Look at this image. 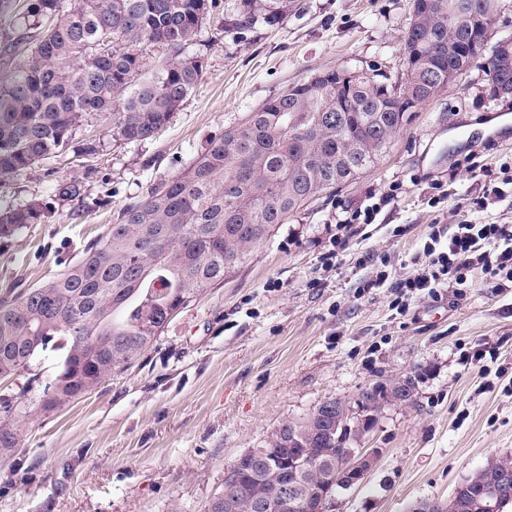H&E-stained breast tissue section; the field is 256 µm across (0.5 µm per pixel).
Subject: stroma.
Returning a JSON list of instances; mask_svg holds the SVG:
<instances>
[{"mask_svg":"<svg viewBox=\"0 0 512 512\" xmlns=\"http://www.w3.org/2000/svg\"><path fill=\"white\" fill-rule=\"evenodd\" d=\"M283 24L235 40L207 23V67L182 108L150 138L113 140L111 115L77 132L72 149L0 179V206L46 203L51 216L0 240V294L62 270L148 185L178 174L215 137L289 84L318 71L403 70L411 0H297ZM512 95L488 93L484 62L418 108L386 156L323 194L223 283L175 313L121 373L51 410L43 384L57 353L20 372L0 394L28 396L16 448L0 451V512H200L240 454L325 400L354 401L375 383L419 375L411 405H387L368 436L381 455L366 480L337 490L336 512H408L446 501L494 455L512 454V288L475 274L464 295L410 299L360 292L368 256H387L391 280L416 273L433 223L512 224V184L485 167H512ZM95 154L84 155L89 140ZM448 197L430 207L431 183ZM75 184V197L59 196ZM493 204L475 207L487 189ZM394 192L374 223L350 237L333 268L323 256L336 225Z\"/></svg>","mask_w":512,"mask_h":512,"instance_id":"obj_1","label":"stroma"}]
</instances>
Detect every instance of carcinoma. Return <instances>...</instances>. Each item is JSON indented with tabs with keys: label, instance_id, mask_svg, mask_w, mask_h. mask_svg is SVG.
Returning a JSON list of instances; mask_svg holds the SVG:
<instances>
[{
	"label": "carcinoma",
	"instance_id": "cac0c4a2",
	"mask_svg": "<svg viewBox=\"0 0 512 512\" xmlns=\"http://www.w3.org/2000/svg\"><path fill=\"white\" fill-rule=\"evenodd\" d=\"M219 0H0V14L20 25L8 36L12 60L0 71V178L18 176L69 150L78 129L112 115V138H151L180 110L206 68L202 30ZM294 0H234L223 30L242 35L257 22L283 23ZM422 41L404 54L394 83L361 70L342 97L310 83L290 84L208 146L181 172L128 203L117 222L63 271L0 296V379L32 370L47 349L63 352L61 370L44 386L43 409L88 391V369L102 381L127 369L157 340L172 315L224 282L310 200L356 179L382 157L417 105L466 70L457 52L464 29L418 15ZM169 49L149 67L146 54ZM485 46L489 94L503 83ZM46 218L39 202L0 208V238ZM22 411L0 396V449L16 447L9 420ZM336 424L308 415L283 423L270 464L246 463L230 480L235 512H257L279 483L275 457L296 448L336 462L345 447Z\"/></svg>",
	"mask_w": 512,
	"mask_h": 512
}]
</instances>
